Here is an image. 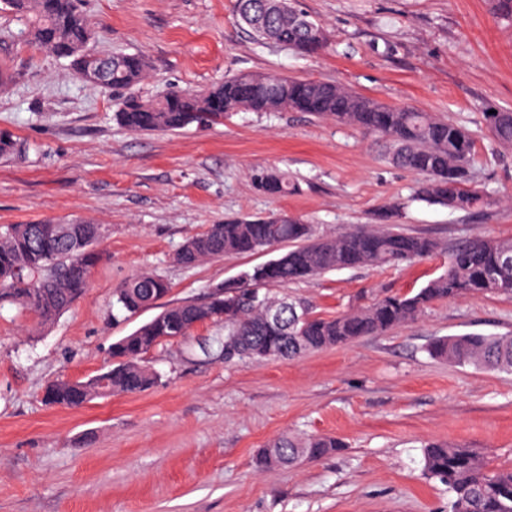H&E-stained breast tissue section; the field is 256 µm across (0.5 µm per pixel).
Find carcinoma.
Returning a JSON list of instances; mask_svg holds the SVG:
<instances>
[{"mask_svg":"<svg viewBox=\"0 0 512 512\" xmlns=\"http://www.w3.org/2000/svg\"><path fill=\"white\" fill-rule=\"evenodd\" d=\"M24 20L26 38L52 56L64 59L84 82L124 93L115 119L134 132L176 131L193 123L217 124L234 112H304L350 126L386 144L395 166L420 177L416 199L455 211H472L491 203L472 175L474 141L457 124L414 108L393 107L357 94L339 83L243 73L205 91L168 90L143 99L132 89L148 76L144 56L102 53L91 47L92 33L81 0H0ZM236 12L263 44L274 43L301 55L323 51L327 30L297 7L296 0H237ZM487 128L499 145L512 148V112L486 114ZM21 151V143L0 131V159ZM255 185L271 195L295 189L288 174L276 168L255 169ZM400 205L391 204L382 223L364 224L339 235L318 234L298 218L270 216L231 219L212 224L187 239L176 254L184 265L226 254H269L271 258L216 284L200 300L166 305L151 320L112 344L106 371L86 380H56L44 400L74 408L114 393L134 394L159 383L144 362L153 349L173 336H188L205 322L224 324L215 343L240 339L224 362L292 359L350 343L417 322L435 302L487 294H512V239L477 234L453 246L425 234L400 230ZM100 224H11L0 231V306L35 313L44 325L67 312L86 291L94 266L104 259L96 248ZM448 255L445 269L408 292L384 291L366 305L336 315H320L303 298L280 297L276 285L300 283L327 272L380 268ZM170 285L162 275L143 272L115 290L114 305L128 319L154 307ZM430 356L452 365L512 374V335L469 333L438 337L427 345ZM345 443L329 436L282 437L261 449L265 467L317 461ZM423 474L451 494L449 512H512V467L490 469L473 448L447 442L424 445Z\"/></svg>","mask_w":512,"mask_h":512,"instance_id":"obj_1","label":"carcinoma"}]
</instances>
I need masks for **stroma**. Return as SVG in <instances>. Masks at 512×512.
I'll list each match as a JSON object with an SVG mask.
<instances>
[{
	"mask_svg": "<svg viewBox=\"0 0 512 512\" xmlns=\"http://www.w3.org/2000/svg\"><path fill=\"white\" fill-rule=\"evenodd\" d=\"M298 5L331 36L321 54L258 43L235 0H83L94 48L147 59L149 77L134 89L142 98L239 73L337 81L466 128L493 204L458 212L411 200L417 175L392 166L375 138L301 112L128 131L114 119L118 94L79 80L0 9V65L11 74L0 87V129L22 144L0 161V226L100 224L108 256L51 326L0 308V512H449L446 487L423 475L425 443L479 448L492 465L512 466V375L425 350L434 336L512 334L509 295L439 301L418 322L380 335L231 365L204 351L224 333L208 322L146 355L161 377L146 392L77 409L43 400L53 381L103 372L113 342L155 316L151 308L125 320L113 307L129 276H164L172 303L260 263L230 254L176 261L187 238L224 219L287 214L336 235L397 202L409 233L449 244L477 233L512 238V149L497 147L485 119L512 112V22L496 18L490 0ZM267 167L286 171L295 190H260L250 172ZM446 261L333 271L278 292L333 315L382 291L419 289ZM313 434L345 448L295 467H257L260 448Z\"/></svg>",
	"mask_w": 512,
	"mask_h": 512,
	"instance_id": "35a3bbf8",
	"label": "stroma"
}]
</instances>
